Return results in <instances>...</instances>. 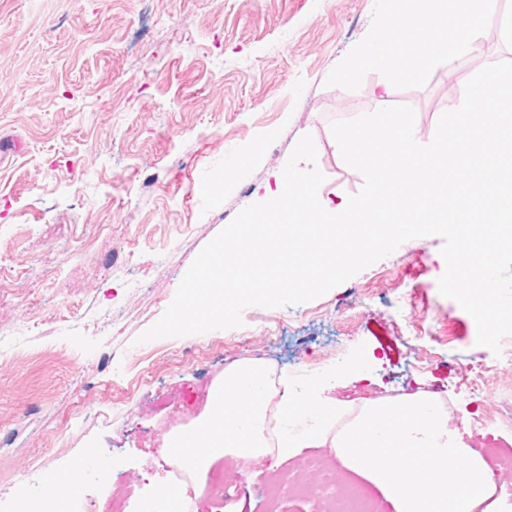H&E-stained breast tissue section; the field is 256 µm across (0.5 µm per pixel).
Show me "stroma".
Wrapping results in <instances>:
<instances>
[{"mask_svg":"<svg viewBox=\"0 0 512 512\" xmlns=\"http://www.w3.org/2000/svg\"><path fill=\"white\" fill-rule=\"evenodd\" d=\"M390 0H0V512L45 496L48 476L82 459L78 488L97 512L125 489L167 512L171 440L201 424L226 367L244 359L297 375L313 357L365 345L369 370L326 396L361 404L445 386L464 440L492 443L487 466L512 457V432L474 427L478 406L512 400V369L477 345L473 317L440 295L443 240L426 236L312 301L252 306L236 328L137 343L172 302L201 249L273 182L312 135L319 193L360 191L333 121L373 112L374 93L411 106L431 141L448 109L444 81L512 61V0L477 22L453 63L392 73L352 61L379 33ZM126 250L112 274L105 240ZM406 295L400 311L390 298ZM281 340L270 344L268 336ZM247 347H240L241 337ZM492 365L478 400L469 369ZM148 373L138 383L139 373ZM336 465L332 448L281 459L228 456L216 470L231 498L194 512H317L327 492L278 500L276 474L302 459ZM38 467L36 484L26 482Z\"/></svg>","mask_w":512,"mask_h":512,"instance_id":"obj_1","label":"stroma"}]
</instances>
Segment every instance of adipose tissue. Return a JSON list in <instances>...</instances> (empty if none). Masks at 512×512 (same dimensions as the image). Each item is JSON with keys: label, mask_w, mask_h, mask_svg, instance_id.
<instances>
[{"label": "adipose tissue", "mask_w": 512, "mask_h": 512, "mask_svg": "<svg viewBox=\"0 0 512 512\" xmlns=\"http://www.w3.org/2000/svg\"><path fill=\"white\" fill-rule=\"evenodd\" d=\"M469 22L479 15L471 0H404L362 57L368 65L389 71L420 69L436 60L453 62L469 40Z\"/></svg>", "instance_id": "obj_1"}]
</instances>
